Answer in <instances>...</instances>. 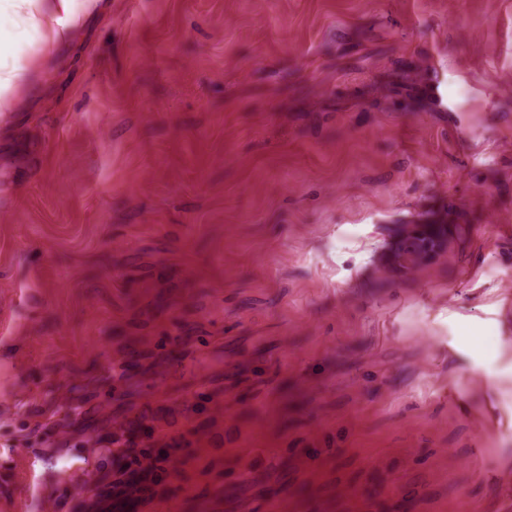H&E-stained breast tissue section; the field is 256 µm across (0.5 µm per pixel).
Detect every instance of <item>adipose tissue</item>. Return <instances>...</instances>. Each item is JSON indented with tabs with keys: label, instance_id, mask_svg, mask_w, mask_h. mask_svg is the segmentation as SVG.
Wrapping results in <instances>:
<instances>
[{
	"label": "adipose tissue",
	"instance_id": "adipose-tissue-1",
	"mask_svg": "<svg viewBox=\"0 0 512 512\" xmlns=\"http://www.w3.org/2000/svg\"><path fill=\"white\" fill-rule=\"evenodd\" d=\"M97 4L98 0H5L0 5V27H23L24 13L36 6L41 10L42 24L50 40L56 44L63 43L71 36L75 7H82L89 12L95 10Z\"/></svg>",
	"mask_w": 512,
	"mask_h": 512
}]
</instances>
